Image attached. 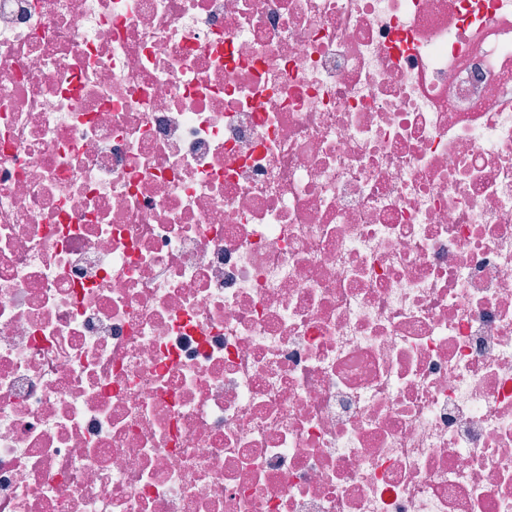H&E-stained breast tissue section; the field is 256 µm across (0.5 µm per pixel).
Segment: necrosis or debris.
I'll return each instance as SVG.
<instances>
[{
  "label": "necrosis or debris",
  "mask_w": 512,
  "mask_h": 512,
  "mask_svg": "<svg viewBox=\"0 0 512 512\" xmlns=\"http://www.w3.org/2000/svg\"><path fill=\"white\" fill-rule=\"evenodd\" d=\"M0 512H512V0H0Z\"/></svg>",
  "instance_id": "necrosis-or-debris-1"
}]
</instances>
